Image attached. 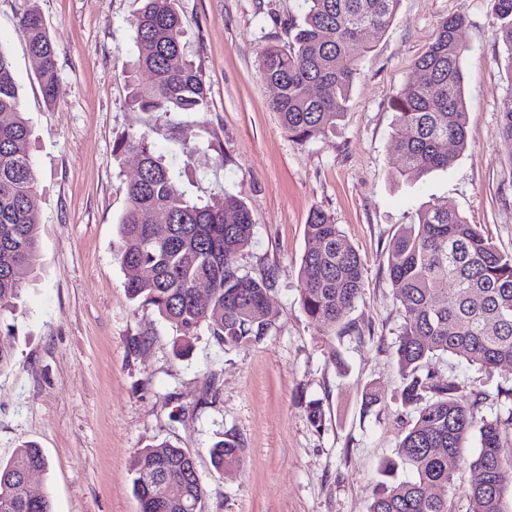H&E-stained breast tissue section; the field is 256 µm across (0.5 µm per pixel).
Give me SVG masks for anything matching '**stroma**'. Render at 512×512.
Returning a JSON list of instances; mask_svg holds the SVG:
<instances>
[{"label": "stroma", "instance_id": "35a3bbf8", "mask_svg": "<svg viewBox=\"0 0 512 512\" xmlns=\"http://www.w3.org/2000/svg\"><path fill=\"white\" fill-rule=\"evenodd\" d=\"M37 6L58 51L57 101L47 107L18 19ZM141 0H0V50L12 63L30 127L40 261L6 338L0 371V458L34 443L48 466L32 478L54 512H139L132 460L166 440L190 450L206 512H367L382 463L395 458L411 415L401 401L394 349L403 319L387 275L397 229L432 200L447 201L512 252V143L499 112L512 98L494 0H400L355 80L335 128L294 142L261 77L268 45L287 47L298 0H175L186 53L209 90L203 112L163 118L130 106L138 51L131 21ZM459 15L471 47L465 68L468 146L447 171L395 174L393 96L443 18ZM144 132L187 198L239 196L254 224L240 259L275 268V322L249 347H222L200 331L189 355L180 335L129 298L118 222L136 163L123 149ZM330 214L365 264V286L346 320L350 335L325 347L299 302L298 271L313 210ZM433 367L461 395L487 393L490 412L512 406V370L491 374L452 356ZM379 401L363 404L367 389ZM319 402L322 422L308 406ZM236 442L239 465L215 470L208 450Z\"/></svg>", "mask_w": 512, "mask_h": 512}]
</instances>
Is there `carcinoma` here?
<instances>
[{"label":"carcinoma","mask_w":512,"mask_h":512,"mask_svg":"<svg viewBox=\"0 0 512 512\" xmlns=\"http://www.w3.org/2000/svg\"><path fill=\"white\" fill-rule=\"evenodd\" d=\"M301 23L288 49L265 47L259 57L262 79L275 88L272 109L298 144L336 127L346 111L359 66L371 47L357 43L366 28L384 34L399 0H299ZM501 42L512 66V0H495ZM461 16L444 18L433 42L415 62V80L391 100L395 112L397 171L420 178L446 170L467 145L468 101L463 65L470 47L460 38ZM30 55L39 59L36 78L44 100H56L57 49L36 6L20 18ZM135 68L150 75L131 86L129 102L161 118L171 112L209 107L200 71L188 60L184 29L173 0H144L133 23ZM502 138L512 142V99L500 110ZM123 147L141 157L140 175L127 186L128 207L119 222L117 256L127 269L146 266L149 278L132 277L133 299L153 307L183 336L179 351L205 328L222 346L261 342L274 324L269 294L274 271H246L239 257L253 238L244 202L224 193V204L200 205L176 189L169 167L146 133ZM35 180L29 153V126L8 56L0 50V327L14 312L38 260L39 225L33 208ZM306 249L299 268V298L325 343L350 330L345 323L364 288V265L344 240L340 225L316 209L305 224ZM396 288L403 331L395 356L402 378L401 400L413 416L383 469L390 480L373 490L368 512H449L448 488L456 469L467 466L482 478L470 492V512H507L512 464L500 448L512 429L508 415L487 414L481 390L469 401L458 385L432 368L451 354L488 373L512 368V253L501 252L481 226L471 224L444 201H433L402 225L387 256ZM476 437V455H464ZM214 467L230 472L238 463L234 441L209 448ZM46 458L34 444L0 460V512H53L44 492L32 491L26 473L43 470ZM412 478L397 480L398 467ZM134 490L140 512H205L206 491L194 454L167 441L148 445L134 458Z\"/></svg>","instance_id":"obj_1"}]
</instances>
